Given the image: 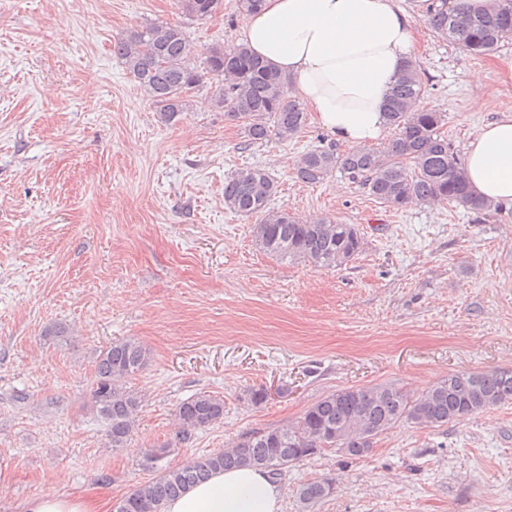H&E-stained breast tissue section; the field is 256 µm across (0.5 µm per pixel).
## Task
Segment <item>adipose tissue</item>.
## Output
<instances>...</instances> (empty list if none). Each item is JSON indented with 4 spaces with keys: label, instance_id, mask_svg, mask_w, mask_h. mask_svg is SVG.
Wrapping results in <instances>:
<instances>
[{
    "label": "adipose tissue",
    "instance_id": "ef3b65f1",
    "mask_svg": "<svg viewBox=\"0 0 512 512\" xmlns=\"http://www.w3.org/2000/svg\"><path fill=\"white\" fill-rule=\"evenodd\" d=\"M232 38L290 78L316 122L350 145L383 139L384 103L414 48L413 19L397 0H264ZM464 164L476 194L512 206L511 111L469 142ZM281 498L267 473L237 468L191 487L166 512H280Z\"/></svg>",
    "mask_w": 512,
    "mask_h": 512
}]
</instances>
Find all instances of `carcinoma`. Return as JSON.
Wrapping results in <instances>:
<instances>
[{"label": "carcinoma", "instance_id": "1", "mask_svg": "<svg viewBox=\"0 0 512 512\" xmlns=\"http://www.w3.org/2000/svg\"><path fill=\"white\" fill-rule=\"evenodd\" d=\"M182 13L206 20L224 7V0H179ZM427 24L436 37L459 46L473 57L494 53L512 37V0H492L487 9L430 6ZM113 52L150 96L162 118L175 122L187 98L209 76L217 80L212 95L224 120L240 123L248 143L296 138L308 124L304 105L290 95L285 77L253 55L246 46L207 48L202 64L191 62V48L182 27L151 23L118 40ZM423 78L416 60H408L385 103L387 127L393 137L382 148L356 145L344 153L314 148L295 162L298 178L317 184L340 169L379 203L404 210L415 203L446 204L481 214L495 207L474 193L448 136L445 115L418 108ZM277 183L268 171L242 167L224 178V207L251 225L256 245L278 260L334 269L348 264L362 250L364 238L354 224L334 217L302 220L270 207ZM150 360L147 349L134 339L115 341L96 355L88 385L92 409L108 424L113 450L128 446L143 399L128 380ZM512 401V371L464 372L448 375L420 394L389 384L339 389L313 402L296 422L230 442L224 449L184 465L164 463L167 445L145 449L139 466L155 473L116 502L114 512H164L168 501L217 471L237 467L259 469L280 479L293 464L328 449L358 457L374 440L401 421L442 426L448 421ZM176 415L182 439L224 420V400L200 392L180 402ZM333 493L332 480L305 482L294 492L296 512H317Z\"/></svg>", "mask_w": 512, "mask_h": 512}]
</instances>
